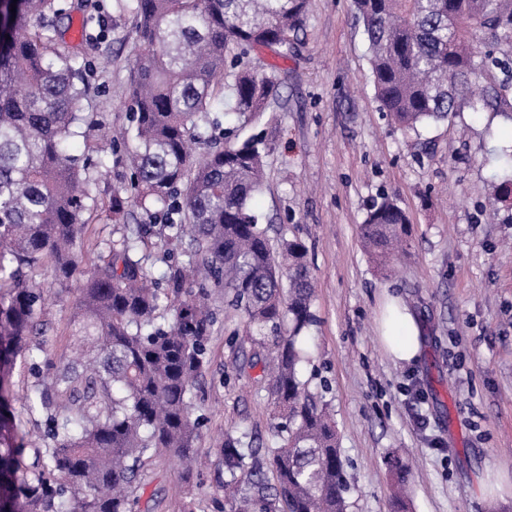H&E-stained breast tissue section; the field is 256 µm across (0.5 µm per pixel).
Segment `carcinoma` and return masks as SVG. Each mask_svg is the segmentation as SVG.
<instances>
[{"label":"carcinoma","instance_id":"obj_1","mask_svg":"<svg viewBox=\"0 0 512 512\" xmlns=\"http://www.w3.org/2000/svg\"><path fill=\"white\" fill-rule=\"evenodd\" d=\"M16 12H11V4ZM135 14L142 46L130 69L129 127L122 135L130 187L112 188L122 230L85 271L81 244L89 185L114 149L103 122L81 111L83 59L61 30L56 0H8L0 22V512H138L142 479L163 452L185 463L190 484L204 417L193 389L208 363L224 292L246 336L270 352L280 445L269 471L229 435L220 452L230 512H347L348 484L327 404L301 380L302 333L311 325L313 279L306 246L274 249L252 199L265 182L264 139L213 142L226 114L246 125L280 82L243 59L261 48L283 57L308 0H118ZM368 42L380 110L403 128L445 120L475 94L487 66L474 38L512 29V0H354ZM52 14L48 27L33 21ZM232 81L224 83V71ZM232 105L226 112L224 90ZM83 150L72 153V141ZM205 144L201 157L192 146ZM496 195L512 194V154L500 161ZM165 223L128 224L133 208ZM397 200L382 198L362 224L365 250L385 269L406 235ZM160 237L179 250L161 278L148 264ZM42 275L53 294L33 283ZM78 360L42 370L48 297L69 293ZM34 381L28 410L44 422L33 460L11 404L17 361Z\"/></svg>","mask_w":512,"mask_h":512}]
</instances>
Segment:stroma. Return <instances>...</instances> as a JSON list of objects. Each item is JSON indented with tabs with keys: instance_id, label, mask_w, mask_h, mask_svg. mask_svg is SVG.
<instances>
[{
	"instance_id": "obj_1",
	"label": "stroma",
	"mask_w": 512,
	"mask_h": 512,
	"mask_svg": "<svg viewBox=\"0 0 512 512\" xmlns=\"http://www.w3.org/2000/svg\"><path fill=\"white\" fill-rule=\"evenodd\" d=\"M67 41L86 62L83 111L121 128L124 90L140 47L131 11L116 0H67ZM100 10L91 40L79 29L91 5ZM295 49L251 54L248 65L280 79L278 95L241 137L264 136L266 181L252 201L268 222L272 245L301 240L315 277L313 322L302 379L334 414L348 483L347 512H512V497L491 509L483 494L488 469L512 475V198L490 207L500 146L512 145L504 109L462 105L447 121L410 130L381 112L368 44L353 0H310ZM125 148L92 182L98 200L82 254H105L116 236L112 190L129 183ZM396 197L409 224L408 249L391 270L364 252L360 226L383 195ZM407 304L421 330L413 361H394L377 317L386 295ZM73 300L47 318L51 361L73 342ZM209 342L210 362L197 382L205 418L197 443L206 458L184 495L173 456L160 455L141 492V512H220L224 459L232 434L246 448L278 444L266 349L242 336L243 317L224 302ZM414 473L398 506L391 464Z\"/></svg>"
}]
</instances>
